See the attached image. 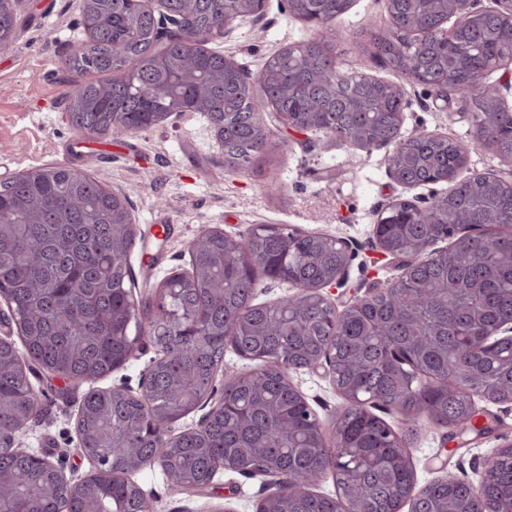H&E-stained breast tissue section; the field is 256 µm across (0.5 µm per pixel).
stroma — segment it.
Returning a JSON list of instances; mask_svg holds the SVG:
<instances>
[{"mask_svg": "<svg viewBox=\"0 0 512 512\" xmlns=\"http://www.w3.org/2000/svg\"><path fill=\"white\" fill-rule=\"evenodd\" d=\"M81 6L82 0H23L17 8L16 38L0 49V181L27 168L69 163L122 191L139 236L130 258L138 295L173 271H189V244L208 226L244 234L257 224H287L342 241L351 261L339 286L327 290L340 309L371 286L398 280L401 267L378 259L372 247L379 211L395 200L447 193L448 183L405 188L387 171V148L367 153L319 133L288 131L271 112L265 120L273 150L243 176L225 172L222 148L210 123L197 112L172 113L164 123L134 134L80 136L65 118L77 76L64 59L72 43L86 36ZM333 26L339 34L335 55L340 70L404 85L408 107L402 135L423 128L471 143L462 176L507 171L498 155L474 145L468 99L452 93L442 101L423 87L405 85L403 77L364 52L368 33L389 27L385 0H352ZM320 34V27L290 17L281 0H266L260 21L238 22L228 37L207 47L231 56L254 75L270 55ZM156 354V347L143 342L136 359L91 385L33 374L40 411L20 431L19 440L49 456L69 479L95 473L76 431L83 394L92 387L122 386L140 393L145 369ZM290 379L324 423H331L345 404L329 376L298 370ZM479 409L483 418L498 421L496 434L450 441L428 416L417 419L408 451L419 483L449 473L473 483L482 478L502 439H512V406L483 402ZM130 478L150 495L155 512H256L258 501L270 492L262 477L225 470L195 493L171 487L157 465Z\"/></svg>", "mask_w": 512, "mask_h": 512, "instance_id": "1", "label": "stroma"}]
</instances>
